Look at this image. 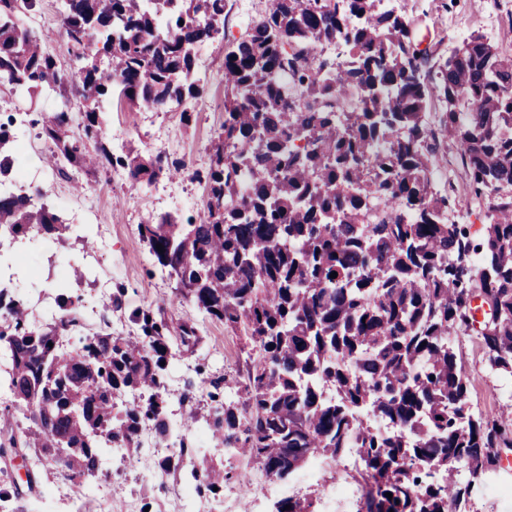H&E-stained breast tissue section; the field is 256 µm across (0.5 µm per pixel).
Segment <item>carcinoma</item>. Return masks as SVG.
Segmentation results:
<instances>
[{
    "mask_svg": "<svg viewBox=\"0 0 512 512\" xmlns=\"http://www.w3.org/2000/svg\"><path fill=\"white\" fill-rule=\"evenodd\" d=\"M379 2L268 0L224 50V124L203 218L138 225L175 278V298L246 337L242 396L224 398L218 379L190 382L178 398L190 408L173 420L167 377L202 342L195 323L139 309L132 336L112 334L106 319L85 334L63 287L58 316L37 322L13 277L0 285V376L11 396L4 410L26 424L0 435V456L20 451L78 480L115 448L138 459L146 427L165 444L203 419L216 445L277 480L317 455L357 449L370 485L360 512H465L459 505L497 464L492 449L512 447L511 412H470L454 349L473 333L489 370L512 378V193H501L512 188V59L480 34L446 57L444 37H420L414 20ZM35 5L0 0V83L21 97L73 92L83 105L81 135L64 107L42 118L53 144L46 164H117L135 186L179 171L161 155L113 157L100 110L116 89L131 106L162 111L197 98L193 51L224 27V0H62L74 72L19 23ZM332 40L350 48L349 63L318 54ZM431 100L440 104L433 123ZM14 124L0 123V173L16 175ZM445 140L458 147L465 189L450 178L441 194L432 180ZM42 197L31 187L0 192V243L31 232L64 239L70 225ZM451 201L477 204L478 237L448 223ZM480 297L492 320L477 328ZM66 333L80 334L71 351L58 346ZM326 387L335 398L323 397ZM198 392L217 403L202 419ZM364 408L396 431L378 434ZM160 467L189 468L211 495L229 479L183 441ZM27 506L14 483L0 482V512ZM274 512L316 510L305 497Z\"/></svg>",
    "mask_w": 512,
    "mask_h": 512,
    "instance_id": "1",
    "label": "carcinoma"
}]
</instances>
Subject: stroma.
Listing matches in <instances>:
<instances>
[{"instance_id":"35a3bbf8","label":"stroma","mask_w":512,"mask_h":512,"mask_svg":"<svg viewBox=\"0 0 512 512\" xmlns=\"http://www.w3.org/2000/svg\"><path fill=\"white\" fill-rule=\"evenodd\" d=\"M398 11L419 21L422 34L430 35L446 29L448 38L444 53H451L471 34L488 37L499 55L512 59V0H394ZM266 0H225L224 28L219 37L198 45L195 60L206 63L201 95L190 102L189 123H182L179 112H158L135 108L120 97L105 106L102 120L106 130L121 131L119 153L135 150L142 155L165 154L168 160L181 164L178 174L160 175L151 185L133 186L124 169L114 166L88 173L72 170L62 175L48 168L44 156L51 145L40 135V129L28 124L19 126L30 152L26 172L28 185L40 188L43 200L59 212L66 223L91 227L93 241L85 243L69 236L64 244L45 243L32 248L25 239L14 240L11 249L23 253L33 271L35 289L30 309L36 320H44L56 307L55 282L65 275L62 256L88 269L83 281L69 280L71 295L80 299L77 314L86 328H96L102 317H109L112 331L126 336L135 327L129 316L138 309L164 308L167 317L190 320L197 324L204 338L202 346L192 354L181 356L169 380L172 395H179L187 382L225 377L226 390L244 385L242 337L228 332L222 323L210 320L193 307L173 300L174 283L154 266L146 245L138 235L139 224L163 214L176 216L180 223L199 222L204 214L207 191L205 175L211 163L212 144L224 121L223 111L210 110V103L224 101V47L241 38L247 26L244 17H259ZM57 0H39L36 11L25 13L21 20L33 30L58 65L77 69L61 31ZM498 16L500 27L489 31L488 19ZM84 183V192H73L74 183ZM120 294L119 308L105 310L103 297ZM459 358L470 380L468 401L474 412L491 414L512 411V387L505 379L495 377L486 365L485 353L477 337L463 339L456 346ZM214 463L230 471L220 496L225 512H267L265 498L241 496L240 476H247L257 486L270 480L241 457L225 455L223 449L211 452ZM321 469L304 465L295 474L297 484L293 497H313L317 512H358L367 486L356 467H345L340 460L323 458ZM38 489L45 504L44 512H98L95 500L69 494L68 479L51 464H44L37 474ZM98 484L112 493V512L132 506L134 512H185V483L172 472L161 471L156 463L136 469H119L104 462L97 477ZM482 482L486 492L473 497L465 512H512V462L487 471ZM343 488L344 497L332 496L334 488Z\"/></svg>"}]
</instances>
